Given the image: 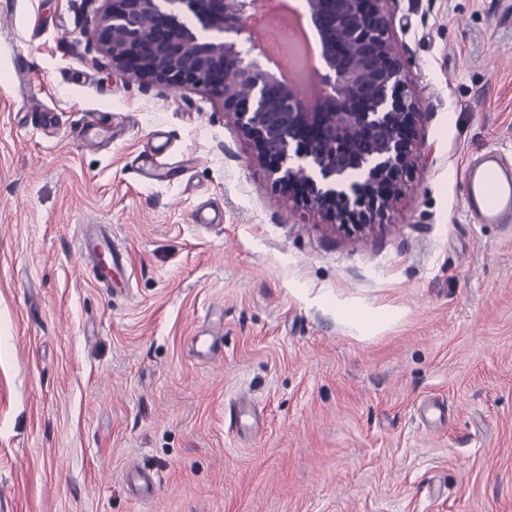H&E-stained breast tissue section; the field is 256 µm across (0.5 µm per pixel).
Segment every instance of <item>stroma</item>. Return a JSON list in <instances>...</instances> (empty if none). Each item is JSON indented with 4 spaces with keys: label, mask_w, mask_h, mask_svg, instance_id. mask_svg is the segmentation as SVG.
Here are the masks:
<instances>
[{
    "label": "stroma",
    "mask_w": 512,
    "mask_h": 512,
    "mask_svg": "<svg viewBox=\"0 0 512 512\" xmlns=\"http://www.w3.org/2000/svg\"><path fill=\"white\" fill-rule=\"evenodd\" d=\"M106 6L0 0V495L14 512H512V223H480L462 187L481 153L512 169V17L387 0L418 156L359 238L292 209L205 89L113 62ZM101 124L111 138L72 137ZM82 224L128 253L111 287ZM213 339L223 355L196 359ZM242 399L248 435L227 419ZM134 466L159 476L153 499L128 493Z\"/></svg>",
    "instance_id": "1"
}]
</instances>
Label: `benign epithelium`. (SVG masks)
<instances>
[{
  "label": "benign epithelium",
  "instance_id": "1",
  "mask_svg": "<svg viewBox=\"0 0 512 512\" xmlns=\"http://www.w3.org/2000/svg\"><path fill=\"white\" fill-rule=\"evenodd\" d=\"M95 31L112 60L170 90L200 87L222 101L255 161L301 207L350 234L383 221L414 166L418 96L393 48L386 0H303L320 66L298 55L293 72L270 69L254 36L259 0H107ZM191 13L203 41L178 22ZM318 90L309 99L303 79Z\"/></svg>",
  "mask_w": 512,
  "mask_h": 512
}]
</instances>
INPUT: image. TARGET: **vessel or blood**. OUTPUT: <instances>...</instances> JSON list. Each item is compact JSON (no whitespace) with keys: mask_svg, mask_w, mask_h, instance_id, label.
<instances>
[{"mask_svg":"<svg viewBox=\"0 0 512 512\" xmlns=\"http://www.w3.org/2000/svg\"><path fill=\"white\" fill-rule=\"evenodd\" d=\"M462 181L467 205L482 223L512 222V171L501 167L496 153H485L469 163ZM78 235L81 250L90 259L97 282L101 287H111L112 271L123 266L126 253L113 243L111 235L101 225H80ZM125 481L128 490L142 499L154 497L158 487L155 474L147 469L127 471Z\"/></svg>","mask_w":512,"mask_h":512,"instance_id":"vessel-or-blood-1","label":"vessel or blood"}]
</instances>
